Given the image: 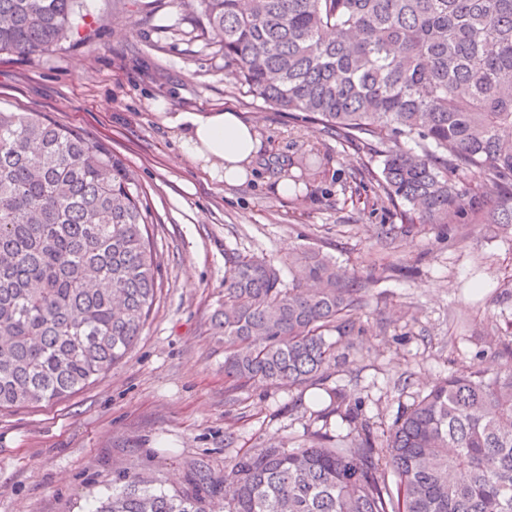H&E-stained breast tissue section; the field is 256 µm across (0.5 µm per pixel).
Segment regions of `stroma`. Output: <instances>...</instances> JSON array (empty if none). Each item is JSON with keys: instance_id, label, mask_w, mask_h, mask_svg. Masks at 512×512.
Segmentation results:
<instances>
[{"instance_id": "35a3bbf8", "label": "stroma", "mask_w": 512, "mask_h": 512, "mask_svg": "<svg viewBox=\"0 0 512 512\" xmlns=\"http://www.w3.org/2000/svg\"><path fill=\"white\" fill-rule=\"evenodd\" d=\"M0 108L37 110L106 144L141 189L159 263L154 309L122 363L58 403L0 412V512H91L117 473L182 486L193 462L215 477L263 441L286 448L313 434L350 437L318 416L312 390H228L224 341L211 335L224 301L225 254L297 276L295 256L322 252L369 280L364 308L340 339L345 365L324 386L359 404L377 429L393 424L452 372L492 365L512 342V228L464 217L412 234L385 233L392 204L342 189L380 157L289 120L243 93L179 0H79L56 50L0 55ZM232 109L256 123L262 150L242 184L211 179L179 148L170 117ZM320 172L299 197L273 184L287 161Z\"/></svg>"}]
</instances>
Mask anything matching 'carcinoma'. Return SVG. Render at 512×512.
<instances>
[{"instance_id":"1","label":"carcinoma","mask_w":512,"mask_h":512,"mask_svg":"<svg viewBox=\"0 0 512 512\" xmlns=\"http://www.w3.org/2000/svg\"><path fill=\"white\" fill-rule=\"evenodd\" d=\"M75 5L0 0V53L50 52ZM197 23L238 89L384 156L383 178L351 194L397 206L386 232L478 213L488 185L500 208L486 222L512 224V0H199ZM301 262L287 283L266 259L228 257L210 329L230 389L321 386L345 361L326 333L354 328L367 281L319 253ZM158 276L123 162L42 112L0 110V410L57 403L120 363ZM495 354V369L449 374L380 433L329 389L320 415L349 419L352 438L270 440L222 479L197 463L173 489L119 473L95 512H512V343Z\"/></svg>"}]
</instances>
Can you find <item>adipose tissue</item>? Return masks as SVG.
<instances>
[{"instance_id": "ef3b65f1", "label": "adipose tissue", "mask_w": 512, "mask_h": 512, "mask_svg": "<svg viewBox=\"0 0 512 512\" xmlns=\"http://www.w3.org/2000/svg\"><path fill=\"white\" fill-rule=\"evenodd\" d=\"M172 123L183 129L180 148L186 158L200 164L212 178L224 184L244 182L261 147L252 123L230 110L204 116L181 112L175 115Z\"/></svg>"}]
</instances>
